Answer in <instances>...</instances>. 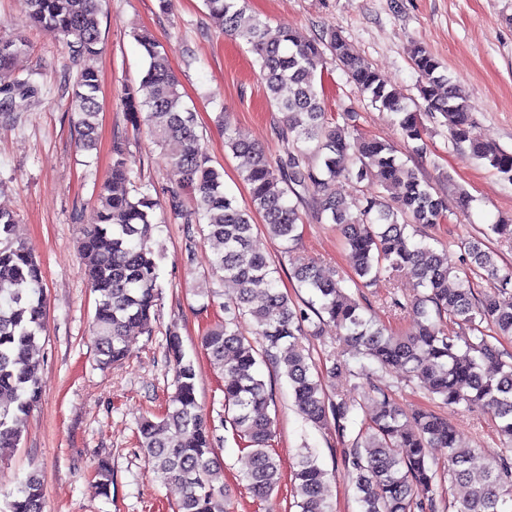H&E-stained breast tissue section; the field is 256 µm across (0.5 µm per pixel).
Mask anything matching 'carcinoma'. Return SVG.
I'll list each match as a JSON object with an SVG mask.
<instances>
[{"label":"carcinoma","mask_w":512,"mask_h":512,"mask_svg":"<svg viewBox=\"0 0 512 512\" xmlns=\"http://www.w3.org/2000/svg\"><path fill=\"white\" fill-rule=\"evenodd\" d=\"M99 2L20 0L26 22L62 41L79 67L68 104L83 149L94 146L100 111V79L93 65L101 43ZM239 2L204 0V5L225 35L244 41L256 55L266 95L282 114L281 131L292 142L286 158L274 163L224 125V146L243 159L248 206L239 207L224 193L222 173L209 165L202 150L195 113L182 105L166 53L148 35L137 36L148 59L147 71L121 102L133 121H143L156 145L179 144L169 162L182 181L167 190L168 206L183 223L200 226L216 243L213 269L222 273L224 286L236 289L224 305V322L204 332L201 346L211 365L224 374V410L249 457L244 475L248 489L263 498L281 483L279 463L268 448L273 437L272 394L257 372L258 358L267 355L288 380L305 420L316 427H334L343 443L336 463L351 479L360 512H438L439 470L428 453L432 447L448 449V475L468 487L456 512H512V456L474 471L475 449L458 446L448 417L417 412L409 418L381 388L372 389L378 412L345 443L360 403L339 390L330 398L302 344L312 317L321 321L326 314L343 332L352 356L380 370H401L448 406L486 410L497 432L512 440V354L496 344L512 337V269L498 265L497 253L484 249V240L478 239L468 243L469 274L461 277L448 266L444 252L415 240V226L433 227L449 218L447 204L398 158L393 146L326 121L325 51L372 105L395 115L403 137L423 139L421 112L438 114L456 143L468 144L472 158L510 183L512 152L473 135L469 99L426 48L417 46L411 54L424 100V110H413L371 64L349 52L338 30L304 39L258 18H244ZM26 50L16 39L0 47V76L10 72ZM42 95V85L29 77L0 79V119H11ZM369 177L392 191L393 203L375 197L348 203L330 191L338 178ZM291 194L297 203H291ZM307 199L339 226L355 280L368 285L384 271L394 276L404 268L414 272L421 291L411 303V331L397 334L374 325L365 317V307L346 292L345 278L327 279L315 263L303 258L294 259L292 278L309 299L296 304L277 288L273 260L252 247V214L262 215L268 235L291 249L301 238L298 204ZM96 202L93 222L82 228L80 254L95 295L91 336L99 365L108 367L129 357L130 330L152 333L159 301L158 263L149 246L158 203L147 195L130 194L127 149L120 142L113 146L111 174L97 187ZM16 223L13 213L0 210V459L5 450L18 446L41 396L43 271L25 245L12 238ZM475 276L492 283L493 292L478 295ZM257 288L264 289V299L255 306ZM246 314L256 324L260 350L235 328L238 317ZM166 358L175 394L158 420L146 417L140 422V447L158 479L180 485L178 512H224V471L214 458L211 425L197 403L194 362L185 358L175 331L169 332ZM324 477L315 453L300 449L293 472L300 512H333L324 495ZM43 509V479L31 471L0 512Z\"/></svg>","instance_id":"1"}]
</instances>
